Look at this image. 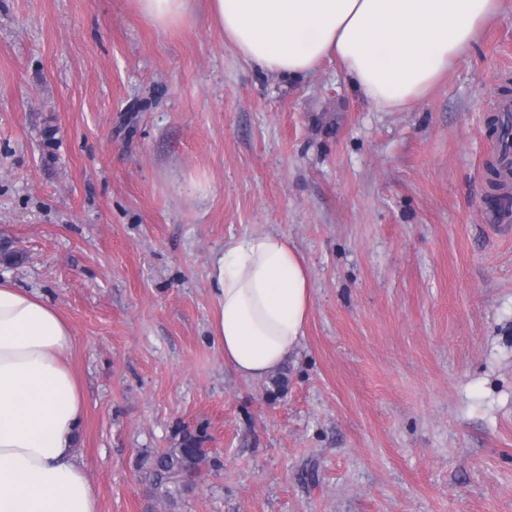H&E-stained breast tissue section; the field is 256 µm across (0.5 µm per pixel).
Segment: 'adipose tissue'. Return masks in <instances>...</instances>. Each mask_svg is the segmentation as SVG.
<instances>
[{
	"mask_svg": "<svg viewBox=\"0 0 512 512\" xmlns=\"http://www.w3.org/2000/svg\"><path fill=\"white\" fill-rule=\"evenodd\" d=\"M154 25H181L191 0H134ZM224 42L263 74L296 77L336 58L376 111L425 96L506 11L505 0H211ZM211 339L244 379L300 348L312 310L307 262L284 235L231 237L212 259ZM74 336L36 293L0 280V512H99L76 446L85 402Z\"/></svg>",
	"mask_w": 512,
	"mask_h": 512,
	"instance_id": "obj_1",
	"label": "adipose tissue"
}]
</instances>
